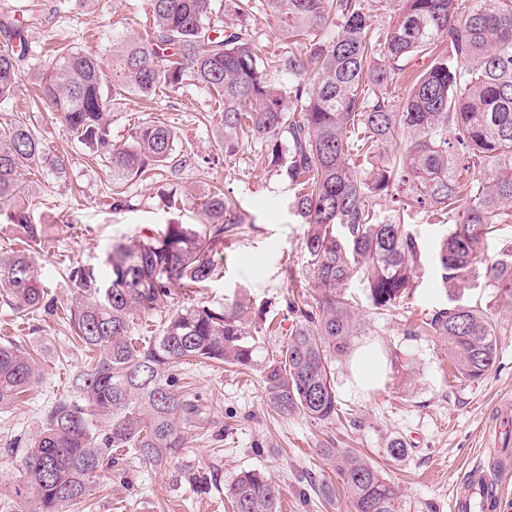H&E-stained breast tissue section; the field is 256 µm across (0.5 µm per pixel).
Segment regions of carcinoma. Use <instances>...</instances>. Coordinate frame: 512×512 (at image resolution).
<instances>
[{
	"instance_id": "carcinoma-1",
	"label": "carcinoma",
	"mask_w": 512,
	"mask_h": 512,
	"mask_svg": "<svg viewBox=\"0 0 512 512\" xmlns=\"http://www.w3.org/2000/svg\"><path fill=\"white\" fill-rule=\"evenodd\" d=\"M281 29L304 42L307 61L281 59L284 82L256 51L247 20L253 0H150L152 25L143 35H112L106 61L60 49L35 67L40 88L34 107L58 114L85 143L94 161L112 165V179L187 165L174 131L163 124L131 129L123 147L112 144L114 102L127 94L153 98L193 82L218 96L221 145H264L268 164L288 179L289 208L308 225L304 249L319 288L312 300L286 301L295 330L280 357L262 368L265 396L284 415L330 424L338 415L333 362L351 355L357 332L343 286L367 283L375 309H391L414 288L421 251L406 230L407 211L444 219L438 249L447 288L478 284L512 306V241L483 252L493 225L512 221V7L481 0H384L391 13L376 23L369 0H265ZM0 33L21 52L0 50V103L14 97L29 26L0 20ZM428 57L403 104L388 95L394 75L414 57ZM404 142L402 153L385 146ZM482 164L483 177L466 184L459 170ZM35 166L55 178L65 158L25 121L0 134V216L20 235L40 241L45 224L31 222L22 171ZM372 195L398 197L378 214ZM201 224L166 225L162 235L112 247L111 273L100 280L72 269L80 298L68 326L96 357L74 375L72 395L55 400L18 464L8 490L20 512H67L84 499L104 470L125 473L126 456L165 469L185 447V429L200 420L196 399L182 396L175 368L189 360L231 367L254 364L265 312L243 300L222 309L197 303L167 316L158 335L137 346L135 319L157 311L173 288H189L217 272L215 257L238 235L242 217L220 188L201 203ZM0 304L24 316L47 310L35 256L0 252ZM426 329L448 343L458 373L477 381L495 366L498 323L455 305L434 312ZM38 382L31 353L0 344V411ZM350 494L351 512H402L399 490L368 459L347 448H325ZM234 512H278L279 488L259 470L243 471L230 487Z\"/></svg>"
}]
</instances>
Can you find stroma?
Listing matches in <instances>:
<instances>
[{"instance_id": "35a3bbf8", "label": "stroma", "mask_w": 512, "mask_h": 512, "mask_svg": "<svg viewBox=\"0 0 512 512\" xmlns=\"http://www.w3.org/2000/svg\"><path fill=\"white\" fill-rule=\"evenodd\" d=\"M36 19L26 53L33 61L70 47L109 58L112 35L143 32L150 26L148 0H34ZM253 37L264 63L291 45L277 20L256 0L251 19ZM35 79L22 73L16 95L0 104V125L32 121L54 153L67 162V175L57 179L40 170L23 173L26 200L36 223L47 225L41 243L18 240L11 224L0 223V246L30 250L56 314L26 318L0 305V342L36 350L38 384L10 410L0 413V512L16 479V463L37 435L45 409L69 395L74 374L87 368L90 352L64 328L61 315L79 296L70 278L76 266L109 274L107 256L117 242L141 240L179 222L202 220L200 199L214 184L231 191L244 222L224 246L219 272L192 288L172 289L162 312L203 302L215 308L234 299H249L252 309L266 310L269 333L255 353L253 367L236 369L187 362L176 369L179 390L199 399L204 413L187 428L186 445L169 469L128 464L122 477L97 478L86 501L69 512H232L229 488L245 470L264 472L280 487L279 512H350L348 493L326 448H348L366 457L398 487L402 512H453L458 487L472 468L488 472L504 492L512 494V467L501 466L493 452L496 417L512 405V308L493 301L488 289L444 287L437 262L446 225L422 214L405 222L422 251L415 286L400 307L374 309L366 284L346 283L343 291L358 313L356 343L378 345L386 368L381 381L361 391L350 383L348 360L337 361L336 398L339 418L317 424L300 415H283L267 402L262 367L285 346L295 324L285 311L293 290L313 296L310 266L303 243L306 225L288 209V183L264 160L260 145L249 142L227 154L219 148L218 103L209 91L186 85L179 92L151 101L130 95L112 110V141L126 143L134 125L163 123L178 136L180 152L193 163L176 174L158 171L147 180L115 183L112 171L96 164L85 144L66 133L55 113L35 110ZM124 191L131 206L113 210V190ZM181 198L179 209L165 205L170 192ZM487 309L499 324L498 359L483 379L471 382L457 374L440 337L419 334L417 320L455 305ZM406 442L407 453L391 458L392 439ZM205 474L211 489L195 493L176 485L181 469ZM327 494H320L319 484Z\"/></svg>"}]
</instances>
